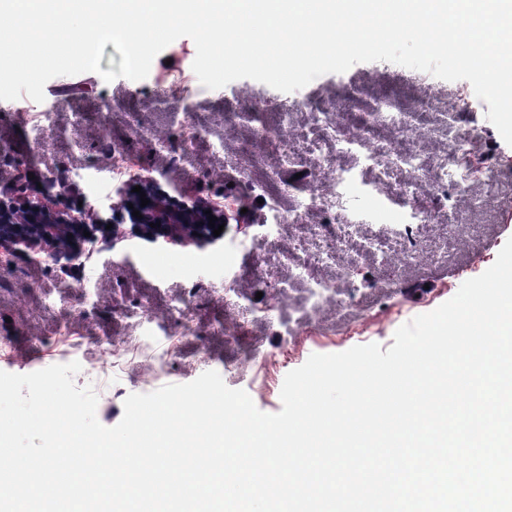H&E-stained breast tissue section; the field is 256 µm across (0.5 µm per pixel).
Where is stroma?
<instances>
[{"label": "stroma", "instance_id": "35a3bbf8", "mask_svg": "<svg viewBox=\"0 0 512 512\" xmlns=\"http://www.w3.org/2000/svg\"><path fill=\"white\" fill-rule=\"evenodd\" d=\"M195 56L193 40L182 37L155 57L145 79L108 83L102 72L121 62L109 44L100 72L52 78L43 102L0 100V185L20 171L41 183L64 170L79 193L51 187L58 207L105 198L120 184L112 166L119 149L137 160L139 175L244 208L252 223L243 230L230 221L223 240L203 249L130 237L67 274L51 261L0 260V371L79 362L74 382L93 387L106 427L120 422L129 394L210 370L260 411L279 412L286 374L310 355L391 347L400 326L451 299L512 238V146L488 121L483 100L472 97L469 111L457 112L468 81L377 61L288 94L252 79L211 90L192 69ZM322 111L338 115L347 139L371 119L376 146L412 150L421 173L375 169L335 143H319ZM188 124L197 130L190 139L182 134ZM462 127L475 132L478 154L498 177L435 204L433 221L418 229L417 255L407 256L388 227L408 221L411 184L420 201L435 203L438 166L458 151ZM317 143L318 169L311 161ZM340 171L352 177L347 207L308 206ZM330 222L350 225L352 252L298 271L294 256L311 257L319 246L298 225ZM379 235L382 252H370L367 239ZM351 266L372 278L353 296L345 277ZM316 281L334 288L336 301L311 308Z\"/></svg>", "mask_w": 512, "mask_h": 512}]
</instances>
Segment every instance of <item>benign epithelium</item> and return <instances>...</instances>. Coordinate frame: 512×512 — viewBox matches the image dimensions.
<instances>
[{
  "label": "benign epithelium",
  "instance_id": "obj_1",
  "mask_svg": "<svg viewBox=\"0 0 512 512\" xmlns=\"http://www.w3.org/2000/svg\"><path fill=\"white\" fill-rule=\"evenodd\" d=\"M142 187L145 198L150 200L141 206L140 194L133 191ZM117 201L112 199L89 202L77 209L58 208L49 199L28 192L27 185L9 183L0 187V248L15 250L20 246L41 252L45 259L58 261L62 258L73 264L90 257L86 245L103 241L97 252H107L115 244L127 238L123 224L130 223L132 236L156 244L186 243L199 248L216 244L223 236L213 234L209 216L217 217L215 225L228 223L224 207L188 197L176 203L169 192L160 188L154 179L132 180L117 190ZM139 211L142 218L132 215ZM211 214H205V211ZM111 212L105 218L104 212ZM157 227L152 228L150 224ZM112 230H106V225ZM91 236H84V232ZM102 237H97V234Z\"/></svg>",
  "mask_w": 512,
  "mask_h": 512
}]
</instances>
